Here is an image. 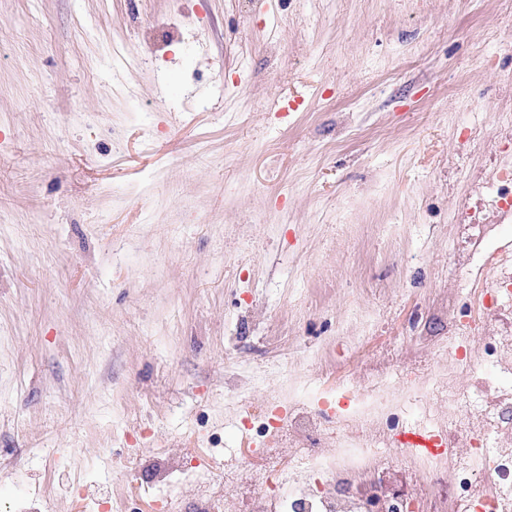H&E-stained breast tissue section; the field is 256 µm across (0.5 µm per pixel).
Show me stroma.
Returning a JSON list of instances; mask_svg holds the SVG:
<instances>
[{"label":"stroma","instance_id":"35a3bbf8","mask_svg":"<svg viewBox=\"0 0 512 512\" xmlns=\"http://www.w3.org/2000/svg\"><path fill=\"white\" fill-rule=\"evenodd\" d=\"M509 110L500 0H0V512H195L240 393L447 292Z\"/></svg>","mask_w":512,"mask_h":512}]
</instances>
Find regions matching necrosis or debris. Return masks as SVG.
<instances>
[{"label": "necrosis or debris", "instance_id": "necrosis-or-debris-1", "mask_svg": "<svg viewBox=\"0 0 512 512\" xmlns=\"http://www.w3.org/2000/svg\"><path fill=\"white\" fill-rule=\"evenodd\" d=\"M495 224H459L448 264L455 286L437 311L444 336L413 334L401 357L380 337L378 363L316 372L288 392V410L242 400L246 483L233 501L201 495L199 512H512V166L486 182ZM404 481L385 488L391 467ZM374 478L370 491L354 483Z\"/></svg>", "mask_w": 512, "mask_h": 512}]
</instances>
